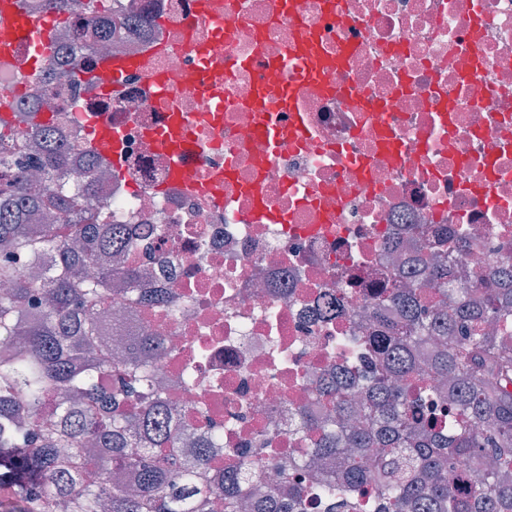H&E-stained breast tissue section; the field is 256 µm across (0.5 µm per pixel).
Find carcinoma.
I'll return each mask as SVG.
<instances>
[{
    "label": "carcinoma",
    "mask_w": 512,
    "mask_h": 512,
    "mask_svg": "<svg viewBox=\"0 0 512 512\" xmlns=\"http://www.w3.org/2000/svg\"><path fill=\"white\" fill-rule=\"evenodd\" d=\"M27 113L33 145L13 143L0 116V162L13 163L0 188V512H512V282L474 295L467 288H392L382 293L404 322L373 318L343 346L379 357L357 402L334 381L322 396L333 420L315 424L298 458L270 456L282 480L249 487L232 467L214 473L204 445L181 457L174 413L153 367L139 352L117 359L93 311L130 292L145 268L107 265L126 247L121 224H93L80 188L63 179L57 114L35 101ZM427 281L448 252L431 247ZM447 382L448 427L422 415ZM25 392L28 407L13 402ZM63 399L56 423L36 421L48 393Z\"/></svg>",
    "instance_id": "obj_1"
}]
</instances>
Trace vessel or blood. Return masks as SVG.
Here are the masks:
<instances>
[{
	"mask_svg": "<svg viewBox=\"0 0 512 512\" xmlns=\"http://www.w3.org/2000/svg\"><path fill=\"white\" fill-rule=\"evenodd\" d=\"M52 19L33 22L21 7V0H0V56L6 57L13 53L19 43H27L32 49L28 61L30 71H39L51 45ZM293 56L299 57L305 67V77L312 83H319L323 70L330 68L331 63L323 59L313 41L300 38L293 50ZM100 70L111 72L114 82L139 70L137 61L111 57L98 61ZM87 124L92 130L93 143L97 149L109 152L113 164L123 162L121 134L104 119L88 116ZM186 122L179 113H171L168 126L162 135L163 145L176 156L195 153L196 145L187 134Z\"/></svg>",
	"mask_w": 512,
	"mask_h": 512,
	"instance_id": "b4317fda",
	"label": "vessel or blood"
}]
</instances>
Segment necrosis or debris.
Listing matches in <instances>:
<instances>
[{"label": "necrosis or debris", "instance_id": "necrosis-or-debris-1", "mask_svg": "<svg viewBox=\"0 0 512 512\" xmlns=\"http://www.w3.org/2000/svg\"><path fill=\"white\" fill-rule=\"evenodd\" d=\"M95 2L96 29L79 10ZM195 0H62L57 60H91L100 41L141 61L113 91L112 76L77 86L61 68L30 74L27 46L0 58V93H45L61 114L66 175L86 181L100 224L126 225L130 265L168 266L139 282L158 304L112 297L94 315L123 349L142 336L172 337L158 377L179 405L180 449L191 457L207 424L223 427L215 459L272 436L289 457L307 447L291 408L323 422L326 370L360 377L371 361L340 345L372 320L378 289L423 282L421 246L436 233L467 239L447 270L480 292L481 273L512 252V0H298L277 17L274 0H213L223 26L198 16ZM148 18L147 26L131 15ZM312 34L335 59L321 92L302 78L289 49ZM165 52H154L158 43ZM209 48V67L195 49ZM171 75L165 88L151 77ZM294 91L291 108L261 112L259 87ZM180 113L200 150L182 160L157 138ZM122 134L124 163L100 156L106 180L87 181L94 146L85 114ZM302 124V137L260 135ZM181 162L196 190L171 184ZM234 173L216 182L225 166ZM263 170L269 213L254 217L246 185ZM345 313L321 316V297ZM182 318L168 315L169 307Z\"/></svg>", "mask_w": 512, "mask_h": 512}]
</instances>
